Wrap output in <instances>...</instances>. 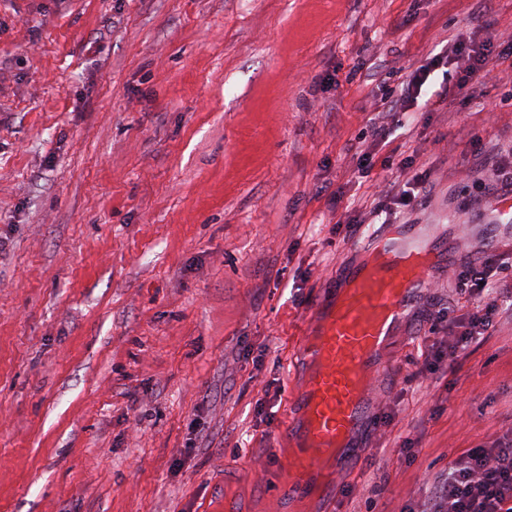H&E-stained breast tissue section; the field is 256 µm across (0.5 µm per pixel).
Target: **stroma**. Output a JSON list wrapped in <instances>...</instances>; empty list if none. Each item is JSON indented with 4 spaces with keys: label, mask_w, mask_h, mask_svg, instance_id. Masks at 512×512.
I'll return each mask as SVG.
<instances>
[{
    "label": "stroma",
    "mask_w": 512,
    "mask_h": 512,
    "mask_svg": "<svg viewBox=\"0 0 512 512\" xmlns=\"http://www.w3.org/2000/svg\"><path fill=\"white\" fill-rule=\"evenodd\" d=\"M493 79L373 118L456 34ZM512 0H0V512H305L279 440L309 306L363 261L350 224L439 262L318 512H421L512 433V309L452 357L453 269L512 228ZM366 174H359V162ZM418 177L417 203L387 192Z\"/></svg>",
    "instance_id": "1"
}]
</instances>
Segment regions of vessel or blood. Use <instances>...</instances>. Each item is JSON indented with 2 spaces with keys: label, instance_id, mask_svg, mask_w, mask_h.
Masks as SVG:
<instances>
[{
  "label": "vessel or blood",
  "instance_id": "b4317fda",
  "mask_svg": "<svg viewBox=\"0 0 512 512\" xmlns=\"http://www.w3.org/2000/svg\"><path fill=\"white\" fill-rule=\"evenodd\" d=\"M373 248L379 263L353 270L345 297H320L296 343L298 359L318 366L293 397L295 413L283 437L290 490L298 498L307 497L319 482L324 455L343 456L342 442L365 418L361 378L381 371L380 356L393 323L416 292L432 285L430 254L414 234L382 232Z\"/></svg>",
  "mask_w": 512,
  "mask_h": 512
}]
</instances>
